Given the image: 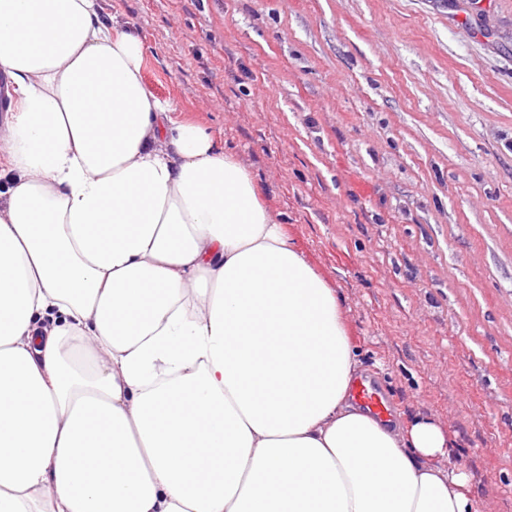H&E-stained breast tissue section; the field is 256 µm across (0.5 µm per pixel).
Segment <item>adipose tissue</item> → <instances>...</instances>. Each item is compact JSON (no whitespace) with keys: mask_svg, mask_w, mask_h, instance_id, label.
Listing matches in <instances>:
<instances>
[{"mask_svg":"<svg viewBox=\"0 0 512 512\" xmlns=\"http://www.w3.org/2000/svg\"><path fill=\"white\" fill-rule=\"evenodd\" d=\"M98 0H0V512H482Z\"/></svg>","mask_w":512,"mask_h":512,"instance_id":"ef3b65f1","label":"adipose tissue"}]
</instances>
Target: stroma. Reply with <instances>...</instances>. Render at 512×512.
<instances>
[{"instance_id": "1", "label": "stroma", "mask_w": 512, "mask_h": 512, "mask_svg": "<svg viewBox=\"0 0 512 512\" xmlns=\"http://www.w3.org/2000/svg\"><path fill=\"white\" fill-rule=\"evenodd\" d=\"M249 169L364 376L512 512V0H99Z\"/></svg>"}]
</instances>
